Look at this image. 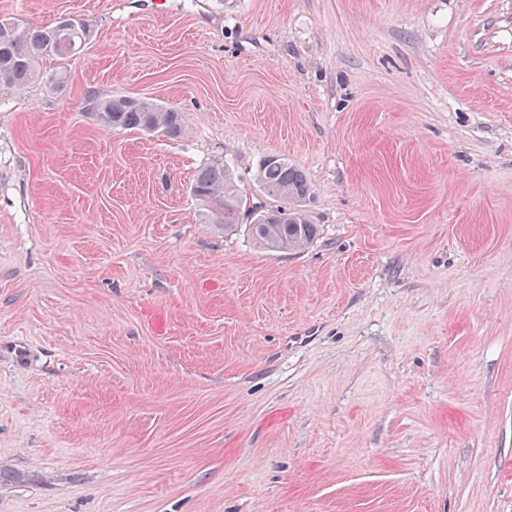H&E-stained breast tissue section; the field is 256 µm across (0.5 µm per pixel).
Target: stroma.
I'll return each instance as SVG.
<instances>
[{
    "mask_svg": "<svg viewBox=\"0 0 512 512\" xmlns=\"http://www.w3.org/2000/svg\"><path fill=\"white\" fill-rule=\"evenodd\" d=\"M62 15L0 97V512H512V0H0ZM270 154L300 253L190 193ZM84 109L92 112L98 124L106 130L135 129L160 133L171 140L188 135L181 112L148 98L90 94L84 102ZM256 180L263 192L280 201L274 209L246 208L232 172L223 159L200 167L190 191L202 206L205 224L224 226V231L241 224L247 214L252 238L271 252L300 251L317 236L308 210L312 187L306 175L280 155L266 157Z\"/></svg>",
    "mask_w": 512,
    "mask_h": 512,
    "instance_id": "obj_1",
    "label": "stroma"
}]
</instances>
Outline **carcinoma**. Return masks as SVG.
Here are the masks:
<instances>
[{
    "label": "carcinoma",
    "instance_id": "cac0c4a2",
    "mask_svg": "<svg viewBox=\"0 0 512 512\" xmlns=\"http://www.w3.org/2000/svg\"><path fill=\"white\" fill-rule=\"evenodd\" d=\"M89 25L66 29L54 22L47 26L15 22L0 24V95L17 94L44 78L39 60L45 56L66 59L75 56L82 43H90ZM84 109L106 129H135L159 133L177 140L188 135L182 113L148 98L90 94ZM256 180L263 192L281 202L266 210L248 208L232 172L224 160L215 159L200 167L190 191L202 206L206 224L230 229L250 218L252 238L271 252L300 251L317 236L308 210L312 187L306 175L280 155L266 157Z\"/></svg>",
    "mask_w": 512,
    "mask_h": 512
}]
</instances>
